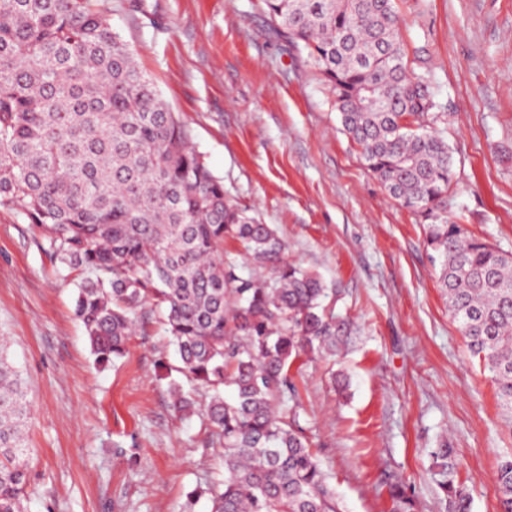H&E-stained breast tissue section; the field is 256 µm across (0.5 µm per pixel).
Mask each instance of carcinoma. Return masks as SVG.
I'll return each instance as SVG.
<instances>
[{
  "mask_svg": "<svg viewBox=\"0 0 512 512\" xmlns=\"http://www.w3.org/2000/svg\"><path fill=\"white\" fill-rule=\"evenodd\" d=\"M263 2L276 34L333 87L366 169L426 222L448 311L512 417V254L448 222L445 113L401 36L397 0ZM0 205L28 218L61 275L80 276L74 313L98 363L123 358L150 318L162 325L178 357L165 368L172 405L194 415L183 382L204 390L207 443L224 453L211 512H341L290 406V368L336 355L347 323L321 277L288 262L273 225L226 197L102 0H0ZM226 241L245 263L224 255ZM29 419L1 339L0 512H25ZM435 457L453 512H467L448 451ZM495 488L512 512V455ZM388 493L393 512H416L406 483Z\"/></svg>",
  "mask_w": 512,
  "mask_h": 512,
  "instance_id": "cac0c4a2",
  "label": "carcinoma"
}]
</instances>
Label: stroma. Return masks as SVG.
I'll use <instances>...</instances> for the list:
<instances>
[{"label":"stroma","instance_id":"obj_1","mask_svg":"<svg viewBox=\"0 0 512 512\" xmlns=\"http://www.w3.org/2000/svg\"><path fill=\"white\" fill-rule=\"evenodd\" d=\"M108 2L226 193L339 293L351 336L335 361L304 358L292 374L300 424L344 512H391L397 479L417 512H448L431 470L442 448L468 512H498L512 426L448 311L423 224L365 168L332 88L275 34L262 0H145L154 27ZM407 2L401 34L421 47L448 114V217L512 253V0ZM75 293L26 216L0 205V336L31 408L25 512H183L224 460L157 377L174 351L153 324L121 361L97 365Z\"/></svg>","mask_w":512,"mask_h":512}]
</instances>
